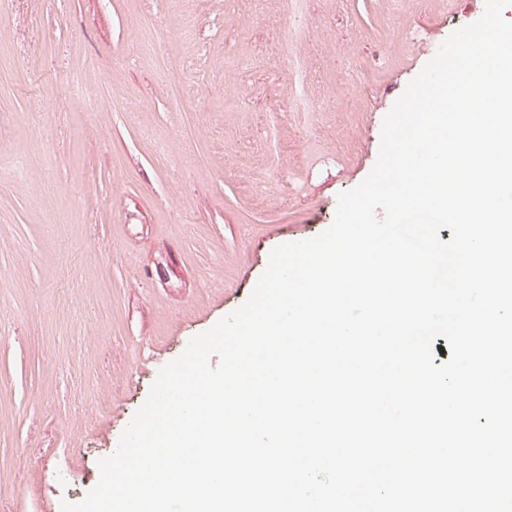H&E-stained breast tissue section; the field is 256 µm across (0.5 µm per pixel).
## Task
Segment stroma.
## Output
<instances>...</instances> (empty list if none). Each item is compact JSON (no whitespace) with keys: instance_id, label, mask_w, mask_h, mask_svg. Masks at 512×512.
I'll list each match as a JSON object with an SVG mask.
<instances>
[{"instance_id":"1","label":"stroma","mask_w":512,"mask_h":512,"mask_svg":"<svg viewBox=\"0 0 512 512\" xmlns=\"http://www.w3.org/2000/svg\"><path fill=\"white\" fill-rule=\"evenodd\" d=\"M484 11L0 0V512L85 498L160 369L332 225L386 114Z\"/></svg>"}]
</instances>
